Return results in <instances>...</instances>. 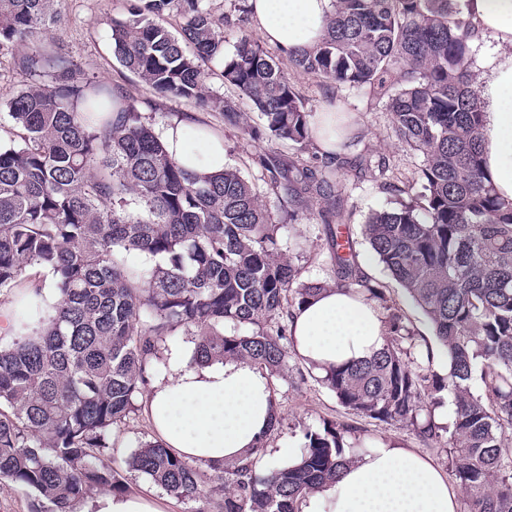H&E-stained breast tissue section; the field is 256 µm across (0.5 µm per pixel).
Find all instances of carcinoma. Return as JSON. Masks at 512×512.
Masks as SVG:
<instances>
[{"label":"carcinoma","instance_id":"carcinoma-1","mask_svg":"<svg viewBox=\"0 0 512 512\" xmlns=\"http://www.w3.org/2000/svg\"><path fill=\"white\" fill-rule=\"evenodd\" d=\"M58 2L0 0V55L23 48L13 57L22 88L0 121V295L48 276L58 295L51 307L16 311L18 336L0 343V481L31 490V512H74L93 489L126 493L113 466L119 434L138 412L146 367L177 329L198 336L195 362L245 361L279 375L291 310L327 287L300 280L282 253V225L238 170L183 168L121 88L77 79L80 66L42 42L64 20ZM170 14L182 19L177 35L163 24ZM231 23L212 0H136L112 19L113 50L154 93L260 135L206 90L202 63L216 61L263 130L307 145L309 111L288 71L248 37L225 55ZM471 58L454 0H334L322 41L288 58L387 98L399 139L422 152L423 194L372 213L364 235L427 315L447 375L358 261L340 182L303 163L267 171L293 202L320 201L334 287L375 302L386 324L379 351L318 382L347 410L448 448L468 492L464 512H512V204L484 173ZM140 255L152 263L131 264ZM446 395L455 410L443 426L432 411ZM280 423L277 414L250 458L210 478L157 437L137 442L129 467L178 500L217 494L219 512H299L305 495L336 482L346 449L327 423L305 432L296 465L263 470Z\"/></svg>","mask_w":512,"mask_h":512}]
</instances>
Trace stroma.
<instances>
[{
  "label": "stroma",
  "instance_id": "obj_1",
  "mask_svg": "<svg viewBox=\"0 0 512 512\" xmlns=\"http://www.w3.org/2000/svg\"><path fill=\"white\" fill-rule=\"evenodd\" d=\"M127 6V0H62L65 21L48 30L46 36L78 62L82 75L95 76L122 88L156 129L180 121L201 123L219 132L224 138L226 164L239 168L253 183L261 203L274 217L293 210L287 196L272 186L266 165L273 162L287 167L299 160L321 165L322 159L315 146L302 148L266 136L252 138L240 127L225 123L222 113L201 109L182 98L155 94L123 67L113 52L111 22L113 18L124 16ZM288 76L308 111L318 112L330 107L355 114L360 120L361 130L346 153L347 164L339 172L344 184L341 205L348 218L349 233L360 260L365 263V272L386 284L392 304L405 316L415 336L435 344L427 317L403 289L389 279L374 260L363 236V225L369 214L395 207L398 189H419L422 153L399 143L385 100L293 68L289 69ZM319 210L320 205L314 200L306 208L293 210L297 217L292 233L300 245L288 248L286 254L300 267L302 280L329 282L334 278L332 259ZM309 370L305 361L293 355L288 359L285 374L269 380L276 393L282 422L267 441L263 464L286 466L289 458L297 454L304 430L321 427L328 421L348 426L347 443L410 449L428 457L444 473H451L447 449L430 447L412 428L379 422L346 410L331 391L310 377ZM153 434L151 423L143 413L124 429L123 446L117 449L115 460L127 479L130 492H140L149 484L144 476L129 470L127 460L136 441Z\"/></svg>",
  "mask_w": 512,
  "mask_h": 512
}]
</instances>
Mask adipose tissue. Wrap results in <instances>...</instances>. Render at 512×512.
Returning <instances> with one entry per match:
<instances>
[{
	"instance_id": "ef3b65f1",
	"label": "adipose tissue",
	"mask_w": 512,
	"mask_h": 512,
	"mask_svg": "<svg viewBox=\"0 0 512 512\" xmlns=\"http://www.w3.org/2000/svg\"><path fill=\"white\" fill-rule=\"evenodd\" d=\"M249 5L259 36L286 57L320 43L333 10V0ZM466 16L474 35L494 42L476 84L483 168L497 195L512 202V0H467ZM162 140L189 170L224 168V140L213 131H204L192 150L185 146L183 124L168 126ZM289 328L296 354L320 369L369 357L384 343L379 307L334 288L296 306ZM191 357L188 351L174 356L169 373L146 395L157 435L206 467L246 457L272 417L267 378L242 361L200 367ZM302 512H458V496L430 459L383 444L359 453L336 484L306 496Z\"/></svg>"
}]
</instances>
